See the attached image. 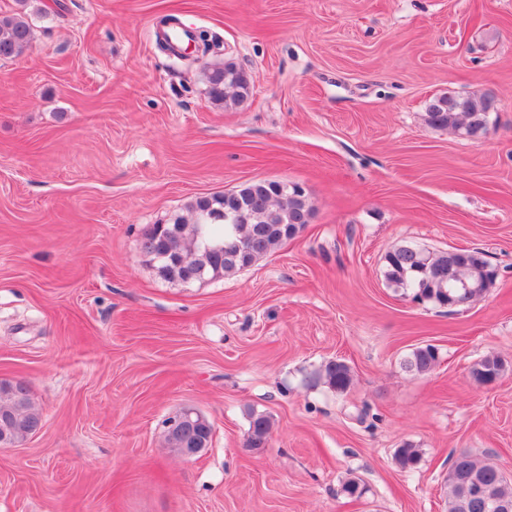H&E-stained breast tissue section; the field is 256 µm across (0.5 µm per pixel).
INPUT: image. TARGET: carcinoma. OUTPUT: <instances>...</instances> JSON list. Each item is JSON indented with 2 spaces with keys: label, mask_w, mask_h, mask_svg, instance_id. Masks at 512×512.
I'll return each mask as SVG.
<instances>
[{
  "label": "carcinoma",
  "mask_w": 512,
  "mask_h": 512,
  "mask_svg": "<svg viewBox=\"0 0 512 512\" xmlns=\"http://www.w3.org/2000/svg\"><path fill=\"white\" fill-rule=\"evenodd\" d=\"M33 30L20 14L0 15V60L20 56L32 43ZM211 98L216 102L240 103L250 86L244 73L232 65L216 67L208 74ZM491 111V97L462 96L450 93L432 99L426 112L429 126L459 131L479 126ZM239 210L238 224L224 222V212ZM191 224L177 217L170 224H155L140 240V252L157 263L159 274L172 282L189 283L207 277L222 278L253 266L279 245L295 238L309 223L311 205L304 193H275L271 187L251 182L235 194L199 197L189 205ZM386 279L391 286L413 293L421 302L445 307L453 302L463 307L484 297L495 287L497 276L490 272L481 251L461 249L456 260L455 279H448V252H431L410 245L393 248L385 255ZM438 362L437 349L420 346L403 361L405 371L425 375ZM501 357L489 354L474 364L472 375L480 384H493L503 375ZM325 383L338 393L350 389L353 375L341 360L326 363ZM15 383L0 381V417L14 415L18 433L41 419L32 399L17 408ZM273 421L264 414H249L246 446L259 450L268 445ZM395 459L404 471L419 463L417 449L405 443ZM447 480L448 512H493L492 504L512 503V479L501 475L491 461L480 462L462 451L450 459Z\"/></svg>",
  "instance_id": "obj_1"
}]
</instances>
